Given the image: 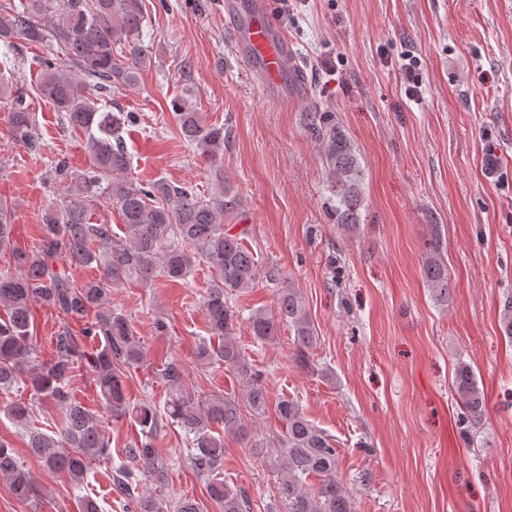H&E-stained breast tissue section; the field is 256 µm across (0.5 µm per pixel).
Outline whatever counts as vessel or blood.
Returning <instances> with one entry per match:
<instances>
[{
	"mask_svg": "<svg viewBox=\"0 0 512 512\" xmlns=\"http://www.w3.org/2000/svg\"><path fill=\"white\" fill-rule=\"evenodd\" d=\"M228 18L236 29L238 54L258 72L265 87H278L292 64L293 53L261 0H251L245 11H229Z\"/></svg>",
	"mask_w": 512,
	"mask_h": 512,
	"instance_id": "b4317fda",
	"label": "vessel or blood"
}]
</instances>
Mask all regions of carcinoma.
<instances>
[{
  "label": "carcinoma",
  "instance_id": "carcinoma-1",
  "mask_svg": "<svg viewBox=\"0 0 512 512\" xmlns=\"http://www.w3.org/2000/svg\"><path fill=\"white\" fill-rule=\"evenodd\" d=\"M146 15L142 0H3L0 3V41L12 50L14 40L46 43L47 54L33 61L38 68L37 95L64 114L73 131L85 135L89 167L73 172L66 161L54 163L60 199L41 213L38 248L12 250L14 269L0 271V389L14 388L22 376L37 399L53 404L64 414L61 430L54 435L31 430L27 448L52 472H64L74 482L84 478L91 462L109 454V440L97 416L70 388L73 373L84 368L91 374L112 417L140 427V439L125 451L126 460L113 468L112 483L121 495L124 512H165L167 504L153 494L137 491L142 481L160 479L155 440L170 417L194 434L190 465L205 478L207 500L219 512H251L244 489L218 477L224 460V438L213 425L246 438L245 417L262 416L269 408L282 423V431L252 448L272 447L282 459V496L288 512H351L347 491L336 480L339 460L336 440L310 422L298 404L286 396L270 400L262 373L247 360L232 336L236 314L232 299L253 288L259 276L258 262L239 235L224 225V216L238 210L236 194L219 185L208 201L185 183L159 179L142 184L129 174L130 156L122 132L135 116L102 98L113 90L133 87L152 64V53L143 45ZM19 71L3 62L0 98L6 100L10 137L29 150L38 147L34 136L31 103L24 95H12ZM180 136L216 169L224 159V127L209 124L192 105H173ZM326 160L336 187L337 224L352 231L359 224L362 207L361 169L349 142L336 135L326 146ZM116 210L121 232L113 225L95 222L92 212L102 205ZM11 215L0 205V248L10 244ZM213 273L202 310L214 346L202 340L197 357L205 364L223 362L246 382V407L232 399L202 403L185 388L181 368L170 363L162 377L170 386L164 410L146 402H134L127 393L124 370L143 361L144 347L134 335L129 318L110 305V288L123 282L149 286L159 277L180 282L188 277L196 259ZM62 259L59 269L55 261ZM95 268L98 279L80 286L69 270ZM423 276L436 300L448 301V264L441 256L440 240L429 243L422 265ZM57 310L63 326L52 337L50 360L37 359L30 327L33 305ZM75 322L85 323L78 333ZM253 339L271 342L280 326L293 333L297 362L310 367L309 350L314 330L301 295L293 288L276 293L272 310L252 311L247 317ZM99 348L89 349L93 340ZM453 386L460 408L463 435L471 439L486 416L485 394L472 367L455 365ZM320 478L315 490L304 479ZM0 479L12 494L29 501L37 496L31 473L9 443L0 441Z\"/></svg>",
  "mask_w": 512,
  "mask_h": 512
}]
</instances>
